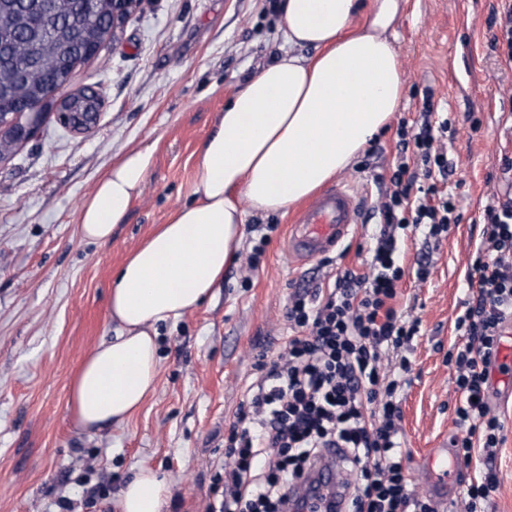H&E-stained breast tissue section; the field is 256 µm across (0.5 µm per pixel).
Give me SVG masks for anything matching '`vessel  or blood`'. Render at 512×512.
<instances>
[{
    "label": "vessel or blood",
    "mask_w": 512,
    "mask_h": 512,
    "mask_svg": "<svg viewBox=\"0 0 512 512\" xmlns=\"http://www.w3.org/2000/svg\"><path fill=\"white\" fill-rule=\"evenodd\" d=\"M360 216V202L344 184L322 189L297 214L288 227L289 259L309 261L326 257L350 237ZM430 463L438 464L434 495L437 506L447 505L459 489L458 467L451 453H435ZM344 477L334 457L320 461L313 480L298 481L293 489L297 512H313L319 498L338 503V512H349V502L341 501Z\"/></svg>",
    "instance_id": "b4317fda"
}]
</instances>
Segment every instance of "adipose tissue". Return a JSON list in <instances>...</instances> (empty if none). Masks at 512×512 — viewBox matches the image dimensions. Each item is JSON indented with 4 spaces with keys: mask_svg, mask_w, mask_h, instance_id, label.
Here are the masks:
<instances>
[{
    "mask_svg": "<svg viewBox=\"0 0 512 512\" xmlns=\"http://www.w3.org/2000/svg\"><path fill=\"white\" fill-rule=\"evenodd\" d=\"M407 0H285L290 49L236 89L201 144L195 200L124 259L109 288L112 339L85 358L70 403L78 427L127 422L157 386L156 326L197 308L224 278L247 214L288 213L346 169L396 112L404 81L392 43ZM154 149L123 155L79 210L83 240L111 239ZM248 208H241V201ZM168 488L140 469L117 512H161Z\"/></svg>",
    "mask_w": 512,
    "mask_h": 512,
    "instance_id": "1",
    "label": "adipose tissue"
}]
</instances>
